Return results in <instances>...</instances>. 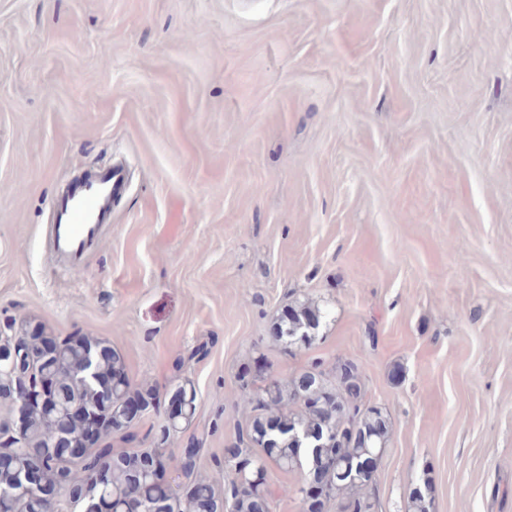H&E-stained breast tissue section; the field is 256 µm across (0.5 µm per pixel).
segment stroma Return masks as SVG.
<instances>
[{"instance_id": "35a3bbf8", "label": "stroma", "mask_w": 512, "mask_h": 512, "mask_svg": "<svg viewBox=\"0 0 512 512\" xmlns=\"http://www.w3.org/2000/svg\"><path fill=\"white\" fill-rule=\"evenodd\" d=\"M120 164L101 238L51 204ZM329 311L282 352L277 312ZM107 341L194 385L224 481L237 376L361 364L391 434L377 512H512V0H0V322ZM411 512H433V499L429 487L428 474L424 473L420 483L413 487L409 494Z\"/></svg>"}]
</instances>
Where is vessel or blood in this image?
I'll return each mask as SVG.
<instances>
[{
    "label": "vessel or blood",
    "mask_w": 512,
    "mask_h": 512,
    "mask_svg": "<svg viewBox=\"0 0 512 512\" xmlns=\"http://www.w3.org/2000/svg\"><path fill=\"white\" fill-rule=\"evenodd\" d=\"M125 184L123 171L102 168L77 183L55 205L56 219L50 229L55 252L70 262H77L88 244L96 240L104 223L113 195Z\"/></svg>",
    "instance_id": "obj_1"
}]
</instances>
